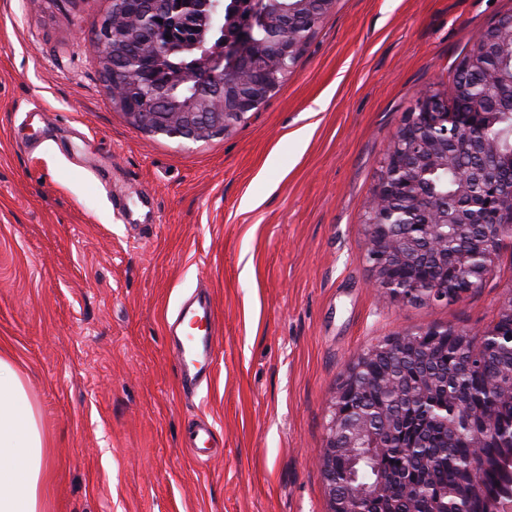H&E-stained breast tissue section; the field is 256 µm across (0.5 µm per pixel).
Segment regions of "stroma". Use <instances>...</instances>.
<instances>
[{
	"label": "stroma",
	"instance_id": "1",
	"mask_svg": "<svg viewBox=\"0 0 512 512\" xmlns=\"http://www.w3.org/2000/svg\"><path fill=\"white\" fill-rule=\"evenodd\" d=\"M110 7L0 0V354L46 437L43 512H330L319 459L349 362L483 331L512 298V246L462 298H384L364 227L417 92L452 95L512 0H336L260 109L197 142L113 108L92 46ZM196 291L219 342L187 394L166 321ZM201 418L205 463L185 445Z\"/></svg>",
	"mask_w": 512,
	"mask_h": 512
}]
</instances>
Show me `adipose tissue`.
Returning a JSON list of instances; mask_svg holds the SVG:
<instances>
[{"label": "adipose tissue", "mask_w": 512, "mask_h": 512, "mask_svg": "<svg viewBox=\"0 0 512 512\" xmlns=\"http://www.w3.org/2000/svg\"><path fill=\"white\" fill-rule=\"evenodd\" d=\"M43 433L13 365L0 358V512H41Z\"/></svg>", "instance_id": "1"}]
</instances>
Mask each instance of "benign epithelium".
I'll return each mask as SVG.
<instances>
[{"instance_id": "1", "label": "benign epithelium", "mask_w": 512, "mask_h": 512, "mask_svg": "<svg viewBox=\"0 0 512 512\" xmlns=\"http://www.w3.org/2000/svg\"><path fill=\"white\" fill-rule=\"evenodd\" d=\"M171 0H111L110 13L94 37L97 57L109 84L112 106L129 122L146 132L190 141L222 135L247 119L277 89V73L294 68L315 25H300L295 11L307 0H290L277 11L278 22L268 25V3L252 0L253 22L237 29L224 48L205 54L201 83L214 80L209 93L200 96L204 111H167L166 90L170 77L159 52L142 59L133 81L125 79L127 28L112 22V14L127 16L142 30L156 29V18ZM178 11L193 19L201 16L214 24L224 22L221 0H181ZM495 54L508 69L489 71L483 80L486 106L448 108V99L431 89L420 91L385 154V169L365 210L366 247L375 283L391 300L439 304L458 299L481 286L495 267L496 256L512 244V186L498 176L512 171V126L500 129L502 113L490 107L512 105V18L501 17L476 38L461 68L482 65L481 59ZM140 85L149 88L147 106H131L130 96ZM440 171L453 175L454 190L448 202L439 199L433 178ZM409 269L398 278L394 271ZM456 276L448 278V270ZM503 330L489 328L476 346L468 329L428 327L395 336L360 353L348 365L330 405L327 443L320 461L328 483L331 512H399L393 490L400 481L386 472L368 487L336 468V457L360 458V449L386 451L397 448L411 457L414 445L403 441L406 415L428 414L437 407V384L428 378L417 387L381 395V405L392 403L394 394L403 399L402 411L379 419L369 415L352 417L344 402L365 386L367 363L375 356L399 355L401 344L411 346L424 358L443 350L448 339L470 351L467 367L478 368L483 353ZM445 412L448 438H453V419L470 410L467 394L458 390L440 406Z\"/></svg>"}]
</instances>
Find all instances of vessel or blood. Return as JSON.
Segmentation results:
<instances>
[{
  "label": "vessel or blood",
  "instance_id": "1",
  "mask_svg": "<svg viewBox=\"0 0 512 512\" xmlns=\"http://www.w3.org/2000/svg\"><path fill=\"white\" fill-rule=\"evenodd\" d=\"M214 311L209 300L183 302L172 332V353L176 359L183 387L197 389L209 383L216 346Z\"/></svg>",
  "mask_w": 512,
  "mask_h": 512
}]
</instances>
